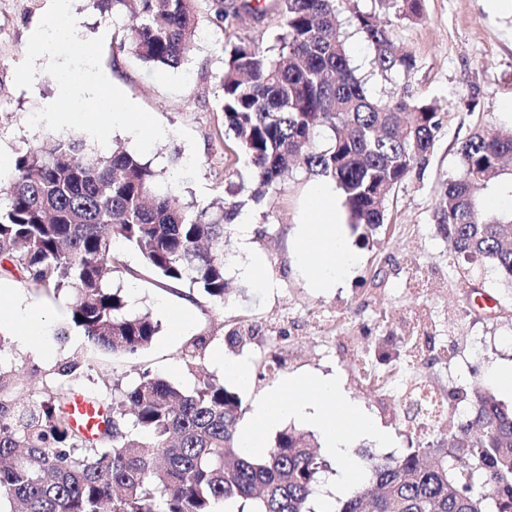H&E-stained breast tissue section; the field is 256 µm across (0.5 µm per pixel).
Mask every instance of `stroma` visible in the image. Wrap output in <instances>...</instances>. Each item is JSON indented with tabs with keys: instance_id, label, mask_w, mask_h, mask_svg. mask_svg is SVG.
Segmentation results:
<instances>
[{
	"instance_id": "stroma-1",
	"label": "stroma",
	"mask_w": 512,
	"mask_h": 512,
	"mask_svg": "<svg viewBox=\"0 0 512 512\" xmlns=\"http://www.w3.org/2000/svg\"><path fill=\"white\" fill-rule=\"evenodd\" d=\"M48 7V0H0V150L15 156L48 133L42 126L27 128L26 121L55 95L54 78L44 76L34 90L14 84L28 32ZM72 7L85 19L80 38L108 34L103 71L165 128V138L146 156L163 188L185 203L243 201V215L256 226L254 244L266 257L269 285L261 288L237 275L233 225L227 229L226 261L231 292L221 306L146 271L137 250L116 242L123 265L110 276V285L123 290L135 311L151 313L161 325L152 344L129 357L91 347L82 329L70 323L67 294L46 297L21 282L16 271L0 268V285L15 289L44 324L43 335L31 344L0 328L5 345L0 367L15 370L19 379L8 389L10 398H25L24 383L30 379L43 394H52L59 368L71 362L78 365L74 389L89 395L97 391L101 373L129 385L146 369L190 391L198 374L186 369L180 349L185 339L205 334L212 341L201 362L203 372L223 378V368L214 362L218 351L247 363L250 384L239 390L247 409L285 376L340 375L349 396L394 438L389 448L366 440L355 444L351 457L360 461L398 457L419 444L406 423L405 398L389 383L405 371L402 320L413 309L432 310L435 345L447 347L456 361L451 369L428 360L414 367L417 377L433 381L443 393L487 384L491 367L512 362V279L488 265L456 258L434 218V189L459 173L461 143L477 131L512 129V111L504 109L512 101V4L497 9L491 0H424V20L410 21L396 18L383 0H342L343 16L355 7L376 14L388 23L395 43L418 61L410 74L383 78L371 67V49L354 26L345 25L348 53L370 95L384 101L405 92L437 100L442 129L428 164L386 200V224L369 239L351 233L357 263L343 285L328 292L308 287L293 251L294 230L316 176L297 169L260 201L250 200L252 167L225 128L219 105L225 46L243 38L265 48L274 45L280 17L272 12L260 21L247 16L222 21L214 0H198L192 55L179 68L161 69L129 50L127 34L136 23L130 14L103 16L95 0H73ZM175 154L180 157L176 165L171 162ZM184 307L190 310L188 327L183 335H172L167 313ZM235 323L259 325L262 334L243 349L229 350L224 334Z\"/></svg>"
}]
</instances>
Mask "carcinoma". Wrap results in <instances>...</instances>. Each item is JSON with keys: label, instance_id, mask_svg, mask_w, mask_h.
Here are the masks:
<instances>
[{"label": "carcinoma", "instance_id": "obj_1", "mask_svg": "<svg viewBox=\"0 0 512 512\" xmlns=\"http://www.w3.org/2000/svg\"><path fill=\"white\" fill-rule=\"evenodd\" d=\"M133 1L131 53L158 68L180 67L193 49L197 0H102V10L115 15ZM390 2L402 19L424 18V0ZM216 5L224 21L272 9L282 20L277 54L241 40L225 54L220 78L224 126L253 168L252 199L301 162L340 190L353 229L364 238L376 232L385 201L432 154L439 106L404 92L387 101L368 94L347 53L340 0ZM353 21L381 76L415 70L416 57L399 49L389 25L357 7ZM459 154L460 174L437 189L436 228L457 257L512 278V214L481 211L473 194L512 175V132H475ZM158 177L121 145L102 152L70 135L42 139L0 181V266L11 264L48 296L70 291L71 322L114 354H137L160 330L106 281L123 266L118 240L152 273L224 304L226 226L244 203L185 204L158 191ZM260 334L257 324H236L225 340L242 348ZM207 346L198 336L182 347L185 366L199 373L190 393L148 370L126 388L102 375L94 399L106 421L92 438L66 411L70 384L48 401L0 397V512H214L218 502L236 512H315L324 464L314 441L285 428L256 454L240 448L242 399L199 372ZM467 396L470 419L448 441L425 438L401 457L369 458L371 477L334 512H512V407L479 385Z\"/></svg>", "mask_w": 512, "mask_h": 512}]
</instances>
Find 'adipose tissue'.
Here are the masks:
<instances>
[{
  "instance_id": "adipose-tissue-1",
  "label": "adipose tissue",
  "mask_w": 512,
  "mask_h": 512,
  "mask_svg": "<svg viewBox=\"0 0 512 512\" xmlns=\"http://www.w3.org/2000/svg\"><path fill=\"white\" fill-rule=\"evenodd\" d=\"M334 197L332 182L315 184L305 200L304 218L295 229L296 255L306 264L309 287L316 289L340 286L344 273L355 261ZM289 417L316 427L324 440V453L336 459L345 458L357 438L369 437L382 445L390 441L378 422L347 397L338 376H288L254 403L251 422L240 435L242 447L254 453L260 451L266 432Z\"/></svg>"
}]
</instances>
